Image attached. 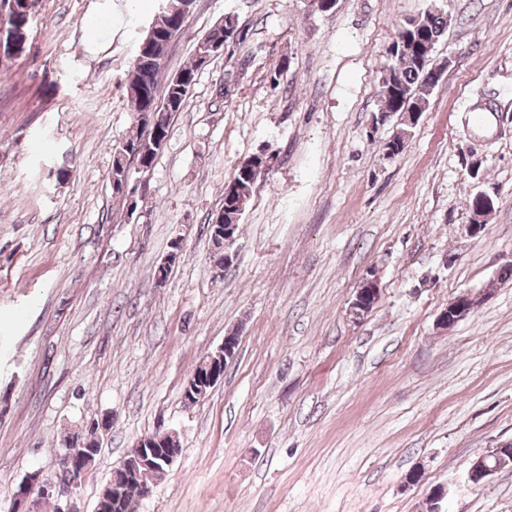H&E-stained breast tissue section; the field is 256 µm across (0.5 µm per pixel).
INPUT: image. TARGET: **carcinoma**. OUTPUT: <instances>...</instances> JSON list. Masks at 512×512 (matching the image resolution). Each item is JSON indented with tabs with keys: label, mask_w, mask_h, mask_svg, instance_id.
<instances>
[{
	"label": "carcinoma",
	"mask_w": 512,
	"mask_h": 512,
	"mask_svg": "<svg viewBox=\"0 0 512 512\" xmlns=\"http://www.w3.org/2000/svg\"><path fill=\"white\" fill-rule=\"evenodd\" d=\"M410 40V48L401 57L400 62L382 72L380 82L383 93L379 111L383 119L394 113L424 112L443 70L430 62L438 42L448 30V12L429 8L423 13L405 19L399 25ZM239 37L236 27L225 24L216 25L205 35L207 40L221 42ZM200 46H195L193 62L177 72L162 77L163 68L152 70L150 75L141 80L128 71L125 80L127 96L132 103L133 122L137 125V135L124 138L114 147L111 179L119 182L130 173L128 159L130 152L146 160L147 167H152L158 154L164 149L171 128L173 116L182 111L189 99L187 90L192 88L201 68L197 53ZM165 80L163 96L157 95L160 80ZM148 110L152 114L153 125L149 128L139 123L138 114ZM412 126L404 125V132L396 134L384 145L385 156L395 157L406 147V131ZM246 163H239L234 178L224 188V223L241 224L244 211L242 206L249 205L253 188L263 171L256 169L245 171ZM141 485L135 473L127 478L126 491L118 508L111 512H134L135 504L142 500Z\"/></svg>",
	"instance_id": "carcinoma-1"
}]
</instances>
